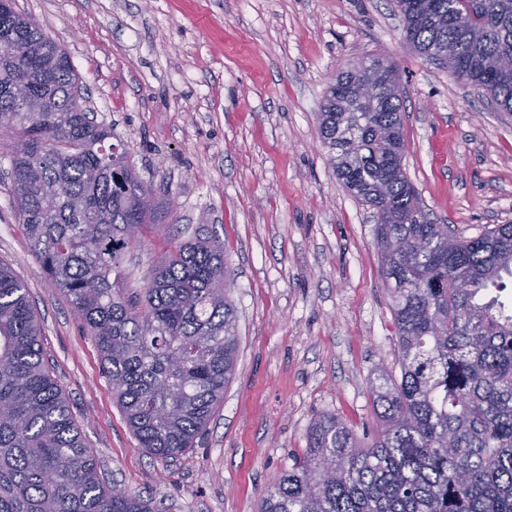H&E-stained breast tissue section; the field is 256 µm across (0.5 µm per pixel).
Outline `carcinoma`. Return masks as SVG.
Instances as JSON below:
<instances>
[{
  "instance_id": "obj_1",
  "label": "carcinoma",
  "mask_w": 512,
  "mask_h": 512,
  "mask_svg": "<svg viewBox=\"0 0 512 512\" xmlns=\"http://www.w3.org/2000/svg\"><path fill=\"white\" fill-rule=\"evenodd\" d=\"M403 39L512 117V0H395ZM396 65L375 54L328 88L318 134L346 190L374 211L400 375L371 388L380 420L363 446L323 415L308 448L258 512H512V308L492 287L512 276V224L460 236L437 224L403 168L402 94L361 81ZM11 195L51 284L93 337L130 428L161 459L194 447L224 397L239 352L224 242L200 235L123 288L126 253L171 213L112 128L85 105L67 53L0 0V126ZM46 196L56 198L52 209ZM457 279V288L448 287ZM0 512H155L106 484L44 355L28 289L0 260Z\"/></svg>"
}]
</instances>
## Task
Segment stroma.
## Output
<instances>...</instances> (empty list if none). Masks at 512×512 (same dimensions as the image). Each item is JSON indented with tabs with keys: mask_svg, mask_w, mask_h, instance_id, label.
Instances as JSON below:
<instances>
[{
	"mask_svg": "<svg viewBox=\"0 0 512 512\" xmlns=\"http://www.w3.org/2000/svg\"><path fill=\"white\" fill-rule=\"evenodd\" d=\"M70 55L87 105L173 211L125 257L137 291L169 239L224 242L239 356L194 448H141L93 338L33 256L0 139V260L29 289L43 347L109 483L160 512H255L332 414L370 441V387L394 366L369 206L317 130L348 63L386 54L405 90L403 164L433 221L465 237L512 222V120L401 38L393 0H15Z\"/></svg>",
	"mask_w": 512,
	"mask_h": 512,
	"instance_id": "35a3bbf8",
	"label": "stroma"
}]
</instances>
